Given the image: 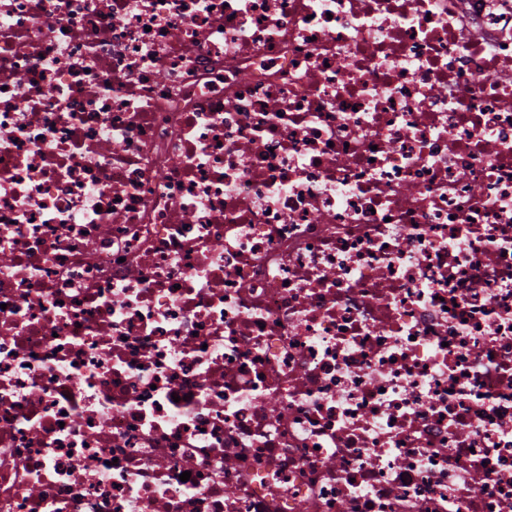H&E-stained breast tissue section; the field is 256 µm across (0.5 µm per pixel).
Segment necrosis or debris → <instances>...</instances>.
Listing matches in <instances>:
<instances>
[{
  "instance_id": "obj_1",
  "label": "necrosis or debris",
  "mask_w": 512,
  "mask_h": 512,
  "mask_svg": "<svg viewBox=\"0 0 512 512\" xmlns=\"http://www.w3.org/2000/svg\"><path fill=\"white\" fill-rule=\"evenodd\" d=\"M0 512H512V0H0Z\"/></svg>"
}]
</instances>
